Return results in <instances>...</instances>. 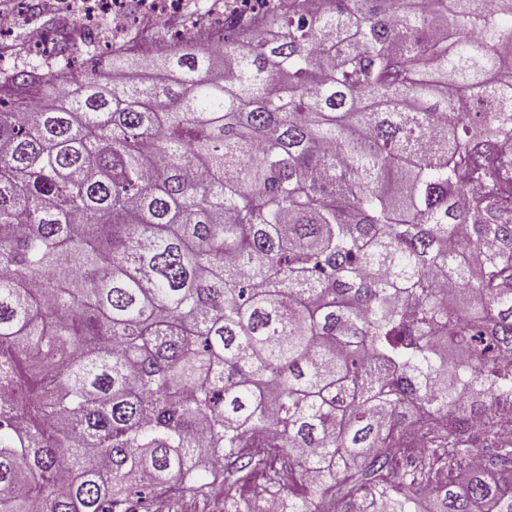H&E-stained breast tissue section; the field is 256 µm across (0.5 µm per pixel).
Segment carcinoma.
Masks as SVG:
<instances>
[{
  "mask_svg": "<svg viewBox=\"0 0 512 512\" xmlns=\"http://www.w3.org/2000/svg\"><path fill=\"white\" fill-rule=\"evenodd\" d=\"M315 2L0 84V512H512V0ZM149 512H228L224 509V487L217 486L206 497L193 493L180 494L172 505L166 500H159L148 507Z\"/></svg>",
  "mask_w": 512,
  "mask_h": 512,
  "instance_id": "1",
  "label": "carcinoma"
}]
</instances>
